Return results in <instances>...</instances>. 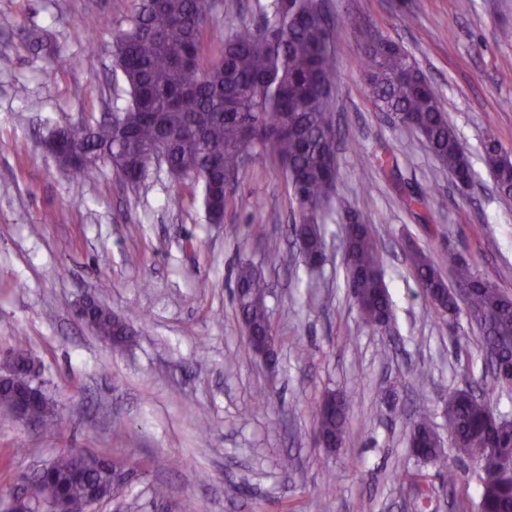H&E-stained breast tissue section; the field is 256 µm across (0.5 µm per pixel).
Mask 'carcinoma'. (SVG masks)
Returning <instances> with one entry per match:
<instances>
[{
  "label": "carcinoma",
  "instance_id": "1",
  "mask_svg": "<svg viewBox=\"0 0 512 512\" xmlns=\"http://www.w3.org/2000/svg\"><path fill=\"white\" fill-rule=\"evenodd\" d=\"M256 27L241 26L224 36V52L214 64H200L202 34L212 24V0H139L128 27L113 39V71L128 88L129 101L112 118L96 124L75 123L59 134L72 151L90 162L56 160L72 179L93 175L107 163L133 187L150 168V151L169 149V174L199 188L208 222L221 224L231 197L226 182L237 179L255 152L269 153L284 167L300 221L292 225L304 264L316 269L325 255L321 213L336 193V132L332 121L336 65L332 44L336 28L324 15L322 0H267ZM30 44L48 51L54 68L73 67L74 56L47 46L34 32ZM364 77L371 98L382 112H401L411 130L425 141L451 178L465 181L473 167L448 121L438 90L410 54L379 33L366 36ZM497 134L486 133L484 160L498 193L512 198V168L496 157ZM410 266L427 300L440 316H453L465 306L468 323L477 329V345L486 357L512 361V294L481 277L452 248L433 257L420 248L408 252ZM343 260L347 286L364 325L378 328L392 318L384 279V255L371 225L357 217L347 224ZM452 274L449 291L442 269ZM268 283L249 262L237 272L234 299L247 345L255 350L276 342L267 305ZM92 330L113 346L128 345L134 332L112 320L108 308L91 299ZM349 405L335 394L316 410V431L327 442L345 444ZM448 428L457 452L483 471L479 512H512V428L494 411L491 399L460 390L446 404ZM408 440L438 471L448 468L442 437L421 415ZM125 466L103 456L73 450L59 452L45 467L42 489L31 512H53L63 498L75 512L91 505V493L110 488ZM419 509L430 500L425 476L412 478Z\"/></svg>",
  "mask_w": 512,
  "mask_h": 512
}]
</instances>
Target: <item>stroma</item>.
I'll return each mask as SVG.
<instances>
[{
    "label": "stroma",
    "instance_id": "35a3bbf8",
    "mask_svg": "<svg viewBox=\"0 0 512 512\" xmlns=\"http://www.w3.org/2000/svg\"><path fill=\"white\" fill-rule=\"evenodd\" d=\"M136 2L0 0V355L23 334L56 420L47 430L0 411V505L71 449L135 471L124 500L95 512H415L407 477L417 473L433 483V512H477L481 471L451 454L455 484L446 486L411 454V423L427 413L449 438L448 397L469 387L512 417V389L495 388L465 311L449 337L405 250L454 247L512 292V199L496 191L482 150L492 129L512 151V82L499 80L512 71V0H470L465 11L459 0H325L338 23V193L324 214L327 261L316 277L287 239L297 204L271 157H255L223 223L211 224L166 168H151L136 189L106 164L74 180L43 149L51 129L126 106L111 50ZM216 2L204 66L220 58L228 23L260 21L258 0ZM33 30L80 65L51 70L28 47ZM371 31L400 43L436 84L475 172L468 191L371 101L361 69ZM384 156L397 173L380 168ZM431 190L428 205L408 207ZM354 210L368 216L385 255V329L363 325L346 286L341 220ZM266 237L280 241L279 256L265 252ZM247 260L270 285L278 339L269 358L244 343L232 299ZM90 295L133 325L129 347L113 350L75 319L73 304ZM331 392L349 399L348 439L333 451L318 442L313 417Z\"/></svg>",
    "mask_w": 512,
    "mask_h": 512
}]
</instances>
